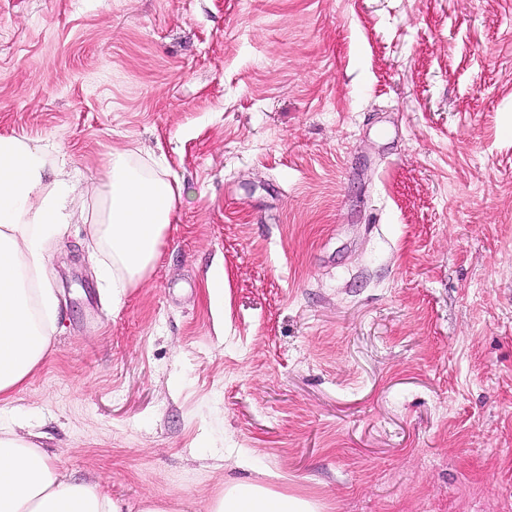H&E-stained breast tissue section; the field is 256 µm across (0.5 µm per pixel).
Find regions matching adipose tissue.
Listing matches in <instances>:
<instances>
[{
	"instance_id": "adipose-tissue-1",
	"label": "adipose tissue",
	"mask_w": 512,
	"mask_h": 512,
	"mask_svg": "<svg viewBox=\"0 0 512 512\" xmlns=\"http://www.w3.org/2000/svg\"><path fill=\"white\" fill-rule=\"evenodd\" d=\"M89 234L103 256L98 273L113 295L140 284L155 267L172 222L176 189L132 152L113 155L97 189ZM77 216L75 185L59 168L58 151L24 135L0 134V403L49 353L57 299L33 298L26 280L46 264V245ZM98 482L67 477L42 450L0 429V512H126ZM320 501L233 479L208 512H323Z\"/></svg>"
}]
</instances>
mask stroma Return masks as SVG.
I'll return each mask as SVG.
<instances>
[{
    "label": "stroma",
    "instance_id": "stroma-1",
    "mask_svg": "<svg viewBox=\"0 0 512 512\" xmlns=\"http://www.w3.org/2000/svg\"><path fill=\"white\" fill-rule=\"evenodd\" d=\"M0 133L87 205L116 152L177 185L120 296L49 244L0 426L133 506L247 452L324 512H512V0H0Z\"/></svg>",
    "mask_w": 512,
    "mask_h": 512
}]
</instances>
